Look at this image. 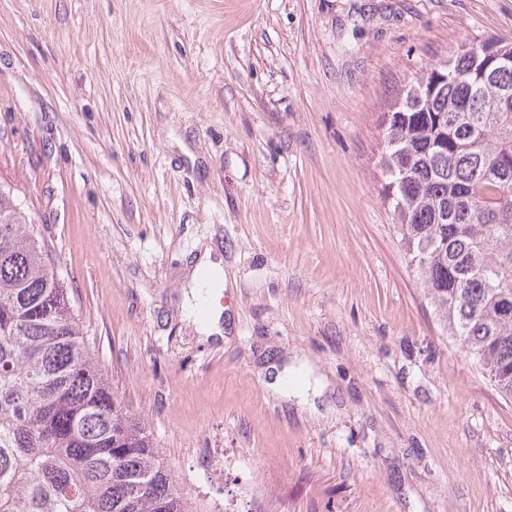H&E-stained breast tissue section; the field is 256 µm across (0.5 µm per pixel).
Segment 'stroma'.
I'll list each match as a JSON object with an SVG mask.
<instances>
[{
  "label": "stroma",
  "mask_w": 512,
  "mask_h": 512,
  "mask_svg": "<svg viewBox=\"0 0 512 512\" xmlns=\"http://www.w3.org/2000/svg\"><path fill=\"white\" fill-rule=\"evenodd\" d=\"M512 0H0V184L199 512H512V399L443 330L381 115ZM224 260V337L182 314ZM328 386L307 403L270 367ZM192 265L190 276V291L184 295V309L186 315L191 318L196 326V330L205 339H215L224 337V324L222 318L224 307L219 303V296L224 290L226 274L224 272V261L219 253L213 251L210 247H205L198 255ZM207 275V278H205ZM204 288L212 289L215 299L209 307V314L204 320H200L192 312L194 303L197 302L203 293Z\"/></svg>",
  "instance_id": "obj_1"
}]
</instances>
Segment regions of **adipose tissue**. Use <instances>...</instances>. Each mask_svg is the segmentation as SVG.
<instances>
[{
	"label": "adipose tissue",
	"mask_w": 512,
	"mask_h": 512,
	"mask_svg": "<svg viewBox=\"0 0 512 512\" xmlns=\"http://www.w3.org/2000/svg\"><path fill=\"white\" fill-rule=\"evenodd\" d=\"M225 282L226 274L222 257L212 248H204L201 253H198L192 264L190 290L184 295V308L188 311L192 310L204 290L209 289L214 292L216 299L209 307L208 316L195 322L199 334L208 340L220 337L224 332L222 326L224 308L219 303L217 296L222 293Z\"/></svg>",
	"instance_id": "obj_1"
}]
</instances>
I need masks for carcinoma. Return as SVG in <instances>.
Instances as JSON below:
<instances>
[{
    "label": "carcinoma",
    "mask_w": 512,
    "mask_h": 512,
    "mask_svg": "<svg viewBox=\"0 0 512 512\" xmlns=\"http://www.w3.org/2000/svg\"><path fill=\"white\" fill-rule=\"evenodd\" d=\"M383 113L384 199L448 335L512 398V43L458 46ZM0 190V512H196Z\"/></svg>",
    "instance_id": "cac0c4a2"
}]
</instances>
